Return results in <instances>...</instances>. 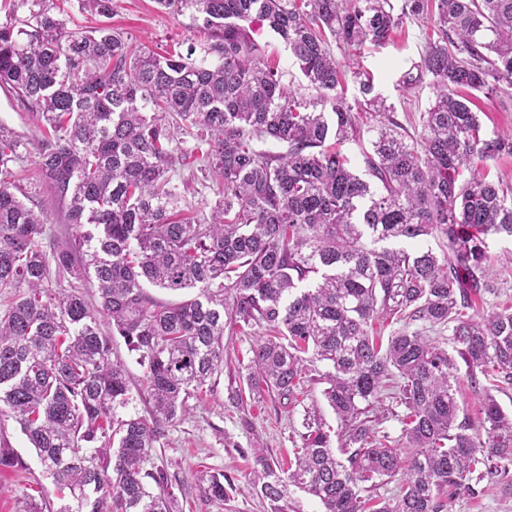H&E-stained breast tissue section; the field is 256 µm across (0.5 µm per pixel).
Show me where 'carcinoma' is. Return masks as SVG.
I'll list each match as a JSON object with an SVG mask.
<instances>
[{
    "instance_id": "1",
    "label": "carcinoma",
    "mask_w": 512,
    "mask_h": 512,
    "mask_svg": "<svg viewBox=\"0 0 512 512\" xmlns=\"http://www.w3.org/2000/svg\"><path fill=\"white\" fill-rule=\"evenodd\" d=\"M68 2L0 0V86L45 127L36 182L22 187V143L0 125V418L20 425L69 495L56 512H180L184 483L143 464L224 369L225 331L254 326L267 336L252 349L250 388L292 400L322 362L344 425V460L311 407L294 462L259 461L253 484L270 512H287L291 486L323 512H444L511 470L512 415L490 390L512 384V308L468 309L495 293L487 238H512V187L489 172L512 156V131L483 136L460 90L512 94V0H154L190 13L200 33L162 54L73 23ZM113 2L77 0L104 18ZM424 14L437 38L402 85L429 76L436 95L411 136L369 75L356 74L361 101L338 90L331 45L379 47ZM255 24L285 43L308 92L269 59ZM178 132L207 146L198 162L219 200L202 219L178 218ZM332 137L359 146L370 180ZM43 196L81 232L57 236ZM429 237L441 252L420 246ZM147 284L198 293L163 303ZM384 314L402 322L385 346L374 336ZM114 333L144 368L135 395ZM460 361L484 392L483 439L459 418ZM391 380L409 410L399 447L369 416ZM136 395L149 417L119 415ZM1 470H28L4 438ZM397 476L398 497L362 498L363 484ZM227 483L202 474L195 487L222 502Z\"/></svg>"
}]
</instances>
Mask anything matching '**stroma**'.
Listing matches in <instances>:
<instances>
[{
	"mask_svg": "<svg viewBox=\"0 0 512 512\" xmlns=\"http://www.w3.org/2000/svg\"><path fill=\"white\" fill-rule=\"evenodd\" d=\"M109 26L125 32L133 49L149 47L162 51L171 44L192 34L188 16L173 17L157 9L154 0H114ZM435 35L430 17L423 16L408 22L382 47L370 44L352 53L337 52L336 58L347 74L341 89L348 97L359 94V84L352 78L355 70L368 72L374 90L385 97L397 120L409 133L420 129V114L435 98L430 83L404 90L403 74L420 59L421 51ZM474 109L479 114L486 135L512 130V96L498 93H473ZM0 122L18 135L27 151H34L42 129L29 113L5 88H0ZM195 158H188L180 170L187 200L186 217L208 215L217 198L215 189L201 188L197 181ZM489 250L498 258L491 274L499 288L498 295L486 296L484 310L512 306V239L505 236L488 237ZM262 333L254 327L245 333L224 339V370L212 381L211 392L190 400L187 412L167 426L165 436L152 449L145 469L162 468L193 484L201 471L224 473L231 478L233 489L224 503H206L198 495L184 502L183 512H267V503L252 484L257 457L287 463L301 445L300 435L306 406L315 404L333 433H340L341 422L328 406L322 392L324 381L304 382L303 400L287 402L269 393L252 394L243 386L251 349ZM12 448L27 463L26 472H0V512H19L20 497L25 485L45 482L43 468L26 436L13 419L0 421ZM452 512H512V475L496 478L487 484L477 497L456 496Z\"/></svg>",
	"mask_w": 512,
	"mask_h": 512,
	"instance_id": "35a3bbf8",
	"label": "stroma"
}]
</instances>
